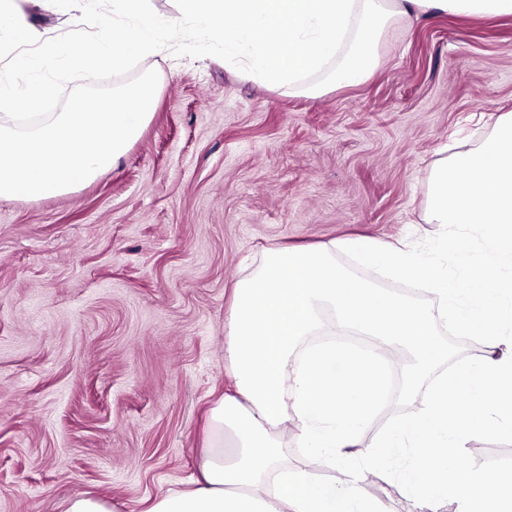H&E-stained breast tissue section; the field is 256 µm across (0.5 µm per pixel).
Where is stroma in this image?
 Instances as JSON below:
<instances>
[{
  "label": "stroma",
  "mask_w": 512,
  "mask_h": 512,
  "mask_svg": "<svg viewBox=\"0 0 512 512\" xmlns=\"http://www.w3.org/2000/svg\"><path fill=\"white\" fill-rule=\"evenodd\" d=\"M39 39L78 27L62 0H27ZM369 78L308 97L205 56L153 57L158 103L112 171L40 200L0 199V512L70 499L146 512L197 475L209 410L235 390L224 356L231 286L270 247L364 236L405 241L439 266L426 223L444 146L512 113V17L397 18ZM338 267L427 298L348 252ZM409 352L362 439L411 412ZM475 469L512 470V439L464 436ZM386 512H427L368 478Z\"/></svg>",
  "instance_id": "1"
}]
</instances>
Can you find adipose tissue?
Here are the masks:
<instances>
[{"label": "adipose tissue", "mask_w": 512, "mask_h": 512, "mask_svg": "<svg viewBox=\"0 0 512 512\" xmlns=\"http://www.w3.org/2000/svg\"><path fill=\"white\" fill-rule=\"evenodd\" d=\"M179 10L197 43L221 41L225 62L246 63L267 86L316 96L364 82L371 48L396 16L512 15V0H179ZM319 73L327 83L312 82ZM425 221L444 229L438 247L453 254L455 272L424 265L406 243L354 238L270 249L233 285L224 355L236 392L210 409L194 489L162 493L148 512H384L363 492L370 474L396 479L429 512L450 500L459 512H512V473L489 476L454 446L467 434L512 437V113L435 167ZM461 228L479 232L483 261H472ZM339 250L383 274L425 281L432 301L360 283L333 267ZM326 312L332 326L374 336L379 350L328 337L301 347ZM443 323L481 337L488 351L424 389V373L443 354L434 338ZM395 344L415 351L408 380L423 395L411 415L359 445L382 392L383 350ZM287 434L304 448V467L282 464ZM333 469L344 481L322 480Z\"/></svg>", "instance_id": "adipose-tissue-1"}]
</instances>
